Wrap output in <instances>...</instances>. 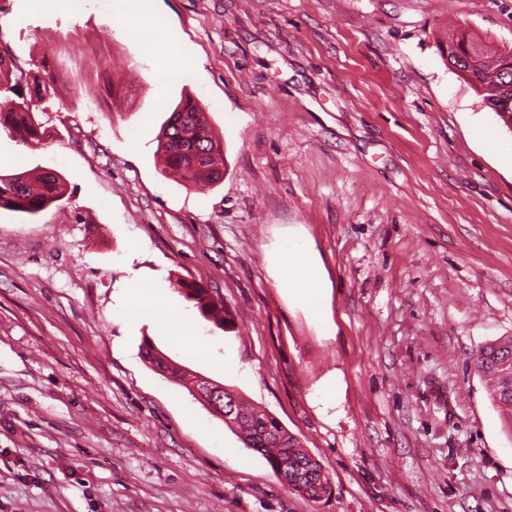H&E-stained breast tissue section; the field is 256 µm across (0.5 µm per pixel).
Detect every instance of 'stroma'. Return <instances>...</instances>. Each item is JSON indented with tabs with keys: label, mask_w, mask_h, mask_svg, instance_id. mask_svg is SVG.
<instances>
[{
	"label": "stroma",
	"mask_w": 512,
	"mask_h": 512,
	"mask_svg": "<svg viewBox=\"0 0 512 512\" xmlns=\"http://www.w3.org/2000/svg\"><path fill=\"white\" fill-rule=\"evenodd\" d=\"M0 0V53L66 73L0 170L68 194L0 209V512H512V435L473 356L512 336V129L449 38L512 49V0ZM162 23L183 72L126 33ZM224 176H166L184 96ZM321 282L290 286L288 247ZM146 296L126 299L130 281ZM223 301L200 317L178 281ZM210 349L176 347L170 314ZM275 417L332 493L289 491L143 341ZM286 261L289 266L300 268L302 277L297 281V292L306 299H311L314 305H317L320 281L315 270L304 260L303 253L299 250L288 249L286 252Z\"/></svg>",
	"instance_id": "1"
}]
</instances>
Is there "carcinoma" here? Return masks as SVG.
<instances>
[{"label": "carcinoma", "instance_id": "carcinoma-1", "mask_svg": "<svg viewBox=\"0 0 512 512\" xmlns=\"http://www.w3.org/2000/svg\"><path fill=\"white\" fill-rule=\"evenodd\" d=\"M448 57L459 67V74L482 92L486 103L498 104L496 112L504 124L512 121V97L501 101L494 96L503 80L512 82V50L489 54L466 35L448 42ZM55 77L49 71L39 78L34 92L24 96L17 91L19 78L12 61L0 56V93H12L11 107L0 111V130L8 132L23 144L37 147L43 143L45 132L36 120L53 96ZM201 107L191 99L181 101L165 121L158 150L163 152L165 166L189 182L215 183L221 179L224 166L223 149L212 135L197 129V114ZM29 172L0 173V209L36 215L51 204L63 199L68 190L67 180L54 170L40 172L36 186L28 183ZM186 298L195 301L200 315L222 329L223 308L213 302L208 291L195 283L177 281ZM474 365L488 378L492 399L512 429V385L499 376L505 367H512V336L502 337L478 349ZM243 423L237 430L246 447L264 456L273 470L288 477L291 490L320 500L330 494V481L319 461H311L297 438L282 439L279 422L254 408L243 409Z\"/></svg>", "mask_w": 512, "mask_h": 512}]
</instances>
